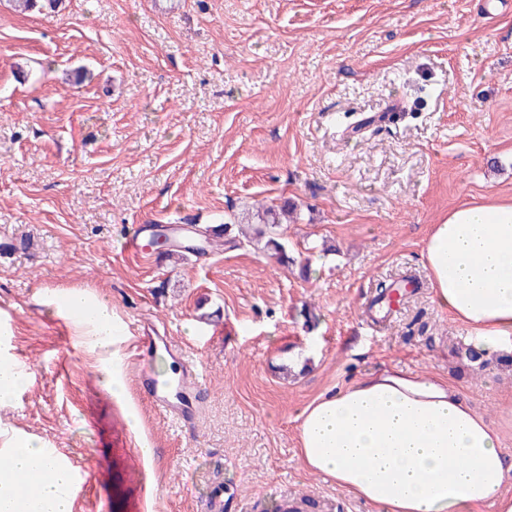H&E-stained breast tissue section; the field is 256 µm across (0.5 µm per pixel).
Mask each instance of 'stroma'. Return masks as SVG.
I'll return each mask as SVG.
<instances>
[{"label": "stroma", "mask_w": 512, "mask_h": 512, "mask_svg": "<svg viewBox=\"0 0 512 512\" xmlns=\"http://www.w3.org/2000/svg\"><path fill=\"white\" fill-rule=\"evenodd\" d=\"M295 209L296 259L217 238L135 254L139 227L222 229ZM512 201V12L495 0H0V318L27 384L0 429L89 462L72 512H375L298 457L301 411L383 368L447 379L504 431L512 366L479 370L422 261L432 225ZM419 286L373 319L380 286ZM112 308L119 356L140 321L203 376L195 422L135 390L55 295ZM313 321H305L302 309Z\"/></svg>", "instance_id": "stroma-1"}]
</instances>
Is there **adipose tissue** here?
I'll use <instances>...</instances> for the list:
<instances>
[{"mask_svg": "<svg viewBox=\"0 0 512 512\" xmlns=\"http://www.w3.org/2000/svg\"><path fill=\"white\" fill-rule=\"evenodd\" d=\"M437 308L487 353L512 350V203L458 207L432 225L423 253ZM76 336L111 357L112 310L64 291ZM303 467L378 512H512V458L500 430L448 382L385 370L320 394L299 416ZM50 478L30 490L22 478ZM70 468L40 442L0 445V512H71Z\"/></svg>", "mask_w": 512, "mask_h": 512, "instance_id": "1", "label": "adipose tissue"}]
</instances>
